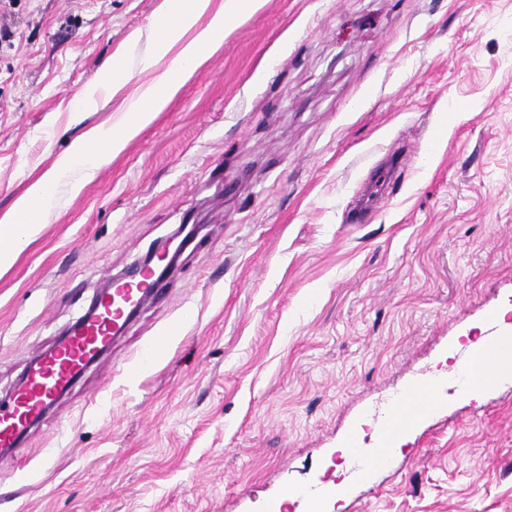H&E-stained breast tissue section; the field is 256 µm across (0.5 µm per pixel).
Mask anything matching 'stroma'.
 Listing matches in <instances>:
<instances>
[{
  "mask_svg": "<svg viewBox=\"0 0 512 512\" xmlns=\"http://www.w3.org/2000/svg\"><path fill=\"white\" fill-rule=\"evenodd\" d=\"M165 0H0V217L147 81ZM127 78L95 110L75 94ZM384 193L370 183L392 150ZM0 271V397L192 214L159 302L0 454V512H512V379L390 411L512 304V0H265ZM32 472L29 481L19 470Z\"/></svg>",
  "mask_w": 512,
  "mask_h": 512,
  "instance_id": "35a3bbf8",
  "label": "stroma"
}]
</instances>
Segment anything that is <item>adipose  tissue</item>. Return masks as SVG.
Listing matches in <instances>:
<instances>
[{"mask_svg":"<svg viewBox=\"0 0 512 512\" xmlns=\"http://www.w3.org/2000/svg\"><path fill=\"white\" fill-rule=\"evenodd\" d=\"M263 0H224L212 8L211 0H165L162 20L153 30V46L139 61L150 80L141 86L117 123L93 128L59 156L51 168L18 197L11 213L0 219V270L10 267L17 254L35 240L46 211L54 202L53 187L66 180L72 194L113 155L164 110L197 68L221 45L225 34L255 13ZM499 355L486 363L483 345H473L466 357L469 392H478L512 374V346L499 341Z\"/></svg>","mask_w":512,"mask_h":512,"instance_id":"ef3b65f1","label":"adipose tissue"}]
</instances>
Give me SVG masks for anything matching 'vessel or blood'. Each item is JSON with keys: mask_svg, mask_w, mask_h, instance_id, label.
I'll use <instances>...</instances> for the list:
<instances>
[{"mask_svg": "<svg viewBox=\"0 0 512 512\" xmlns=\"http://www.w3.org/2000/svg\"><path fill=\"white\" fill-rule=\"evenodd\" d=\"M163 283L153 272L142 270L132 276L127 287L113 289L103 299L96 318L56 349L31 360L14 395L0 398V449L17 447L31 423L44 408L90 363L97 351L109 342L117 325L128 319L131 306H143L162 290Z\"/></svg>", "mask_w": 512, "mask_h": 512, "instance_id": "vessel-or-blood-1", "label": "vessel or blood"}]
</instances>
